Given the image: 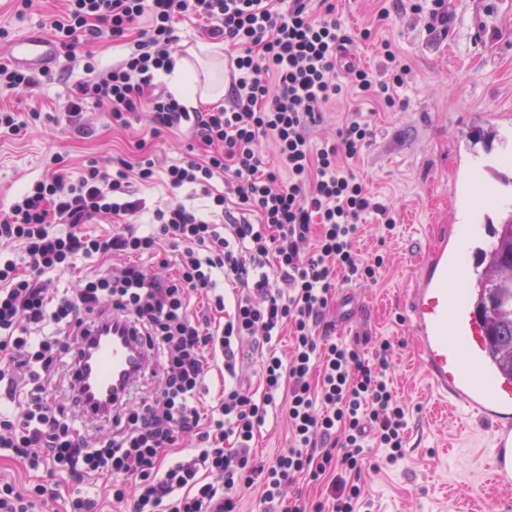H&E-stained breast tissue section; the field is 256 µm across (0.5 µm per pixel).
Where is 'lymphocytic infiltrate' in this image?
I'll return each mask as SVG.
<instances>
[{"mask_svg":"<svg viewBox=\"0 0 512 512\" xmlns=\"http://www.w3.org/2000/svg\"><path fill=\"white\" fill-rule=\"evenodd\" d=\"M308 2L66 0L50 19L66 55L105 38L126 46L108 69L86 61L85 79L53 123L81 131L90 101L122 127L147 110L153 136L187 130L203 153L167 165L139 154L110 172L91 158L75 172L56 152L0 213V402L11 406L0 412V456L45 474L24 488L0 482V512L58 500L60 476L78 485L107 480L118 503L134 483L133 512H237L257 482L265 512H360L370 449H381L382 466L403 459L408 421L388 379L389 342L367 357L317 333L336 279L373 283L384 264L356 248L368 215L383 233L395 228L352 168L375 132L358 107L343 113L334 143L316 144L310 129L349 87L374 104L404 107L399 91L411 69L388 42L389 79L342 66L352 38L332 0H321L319 15ZM185 17L224 43L233 82L223 107L189 111L155 80L172 62L175 25ZM268 140L279 168L262 155ZM160 174L172 188L200 190L204 208L148 207L132 184ZM144 212L149 222L133 224ZM95 221L111 233L89 234ZM171 249L173 275L142 265ZM82 258L96 259L98 270L75 288H56ZM226 282L228 298L219 291ZM113 318L140 339L159 386L123 399L107 420L111 436L94 442L97 423L75 389L77 361L91 327ZM284 331L292 347L280 356L273 344ZM246 341L263 350L253 390L238 362ZM216 361L224 388L207 407L203 383ZM278 409L289 448L257 458L251 443ZM301 476L325 483V498L285 499V485Z\"/></svg>","mask_w":512,"mask_h":512,"instance_id":"f902f5d3","label":"lymphocytic infiltrate"}]
</instances>
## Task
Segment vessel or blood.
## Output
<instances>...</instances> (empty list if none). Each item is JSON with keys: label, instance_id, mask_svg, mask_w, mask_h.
Segmentation results:
<instances>
[{"label": "vessel or blood", "instance_id": "1", "mask_svg": "<svg viewBox=\"0 0 512 512\" xmlns=\"http://www.w3.org/2000/svg\"><path fill=\"white\" fill-rule=\"evenodd\" d=\"M10 55L35 71L51 69L62 51L41 34L14 40ZM421 274L406 299L424 371L441 398L451 399L465 419L491 427L487 450L493 485L512 489V379L495 366L491 346L473 308L466 304L465 276L455 249L442 241L420 266ZM145 357L130 334L98 333L82 361V385L92 399L118 397L144 370Z\"/></svg>", "mask_w": 512, "mask_h": 512}]
</instances>
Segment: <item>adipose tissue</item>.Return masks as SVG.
<instances>
[{
  "label": "adipose tissue",
  "instance_id": "ef3b65f1",
  "mask_svg": "<svg viewBox=\"0 0 512 512\" xmlns=\"http://www.w3.org/2000/svg\"><path fill=\"white\" fill-rule=\"evenodd\" d=\"M164 78L176 99L186 107L217 103L225 94L224 46H200L193 57L175 56Z\"/></svg>",
  "mask_w": 512,
  "mask_h": 512
}]
</instances>
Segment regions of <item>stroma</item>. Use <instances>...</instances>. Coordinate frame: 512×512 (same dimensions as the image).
<instances>
[{"label": "stroma", "mask_w": 512, "mask_h": 512, "mask_svg": "<svg viewBox=\"0 0 512 512\" xmlns=\"http://www.w3.org/2000/svg\"><path fill=\"white\" fill-rule=\"evenodd\" d=\"M335 4L337 19L353 38L349 52L357 65L385 75L381 44L388 41L411 68L410 83L401 91L406 107L375 111L376 136L354 162L359 177L394 210L396 228L383 238L375 224H367L357 242L361 254L384 255L386 264L376 284L353 287L365 310L352 333L390 342L393 387L411 419L404 459L362 474L370 510L453 512L462 495L489 512L497 501L485 482L490 432L474 423L449 424L436 413L437 399L420 362L405 300L434 234L454 238L461 225L497 216L496 209L485 208L471 217L458 190L472 168L512 156V0H445L454 21L444 34L430 31L426 17L409 11L376 20L377 0ZM61 8V0H35L20 15L14 0H0V28L14 38L41 33ZM366 29L371 36L365 40L361 33ZM52 73L35 90L0 94V106L53 111L83 80V63L63 57ZM84 118L92 129L86 137L39 123L25 139L0 140V208L42 176L47 152L61 153L75 167L96 157L108 168L137 141L175 161L189 140L183 130L151 138L146 111L127 128L112 126L92 103Z\"/></svg>", "instance_id": "1"}]
</instances>
